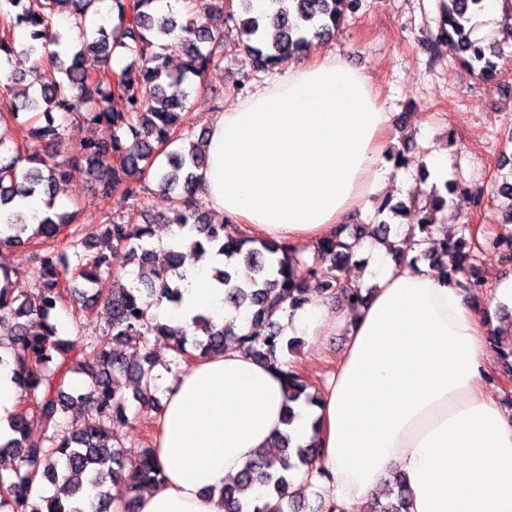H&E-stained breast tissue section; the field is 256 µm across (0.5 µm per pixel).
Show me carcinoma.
Returning a JSON list of instances; mask_svg holds the SVG:
<instances>
[{
  "label": "carcinoma",
  "mask_w": 512,
  "mask_h": 512,
  "mask_svg": "<svg viewBox=\"0 0 512 512\" xmlns=\"http://www.w3.org/2000/svg\"><path fill=\"white\" fill-rule=\"evenodd\" d=\"M98 0H0V55L7 62L17 53L34 57L26 72L12 70L1 90L12 93L11 117L23 110L41 121L37 127H17L16 135L0 136V247L27 244L38 277L24 272L3 273L0 281V365H13V379L20 389L18 405L9 419V434L0 437V453L19 460L11 475L0 473V512H112L121 502V512H137L141 488L160 482L162 471L146 445L138 459L126 462L111 425L127 419V398L121 378L134 380V398L142 399L159 376L157 365L170 372L192 356L222 351L228 344L261 361L275 358L296 339H286L271 319L273 311L288 300L293 308L307 302L317 291L338 298L352 308L367 300L363 288L346 283L345 269L351 259L345 238L368 235L386 238L391 224H341L336 236L317 247L318 261L310 263L293 253L285 242L269 241L246 233H224L228 222L214 220L201 210L190 188L206 156L196 135L187 126V102L191 81L224 61V24L234 23L242 45L256 69L305 55L312 42L329 38L355 13L360 0H269L265 10L253 13L252 0H239L243 15L224 9V0H185L186 13L173 11L159 17L155 0H113L115 26L85 29L86 14ZM74 15L80 33L78 43L67 45V36L56 23L59 5ZM484 9V0H442V17L435 42L446 44L470 70L485 80L499 74L498 43L491 51L472 38L473 19ZM29 30V40L16 50L14 31ZM172 46L182 50V70L168 72L159 50ZM125 49L130 61L117 75L106 62L116 49ZM95 124L106 130L102 138L81 136L83 127ZM36 139L55 151H30ZM75 170L89 176L101 198L133 199L147 205L151 178L159 191L175 202L177 225L195 237L194 249L210 247L228 259L245 254L252 270L247 284L233 280L224 268L213 278L224 285V303L250 314L251 331L239 336L232 325L216 328L210 319L198 317L196 329L203 335L187 348L186 332L151 323L144 306L150 299L181 298L171 279L179 275L188 255L152 246L151 223L122 224L110 218L61 242L62 229L75 223L74 212L55 210L56 197ZM444 189L433 187L425 204L388 201L378 206L389 217L405 218L422 234L421 240L442 249L452 259L447 275L465 287L483 292L474 248L477 237L464 224L460 236L439 242L432 238L438 213L448 207ZM46 198L47 214L32 228L20 212L5 206L28 197ZM121 267L137 266L132 285L119 283L112 274L114 261ZM81 278L92 297L106 304L110 320L104 338L84 348H75L59 336L55 312L70 297L78 301L87 291L71 288L68 275ZM40 320L42 330L33 333L25 319ZM163 337L171 345L172 359L159 363L151 352V337ZM82 372L92 386L90 395L67 391L69 375ZM287 381L285 424L294 419L291 404L313 396L301 375L284 372ZM278 451L257 458L235 481L224 485L225 512H242L238 494L251 485L263 487L274 503H264L255 512H337V506L321 502L312 506L304 491L293 489L292 476L316 454L313 445L291 447L288 433L279 436ZM86 475V481L65 479L68 504L59 497H44L45 507L30 505L34 486L46 480L59 484L60 471ZM394 497L374 498L364 512H409L411 491L401 477L394 480Z\"/></svg>",
  "instance_id": "cac0c4a2"
}]
</instances>
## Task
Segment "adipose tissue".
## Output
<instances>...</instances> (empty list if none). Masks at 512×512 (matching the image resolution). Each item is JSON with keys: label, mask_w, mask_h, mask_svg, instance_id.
<instances>
[{"label": "adipose tissue", "mask_w": 512, "mask_h": 512, "mask_svg": "<svg viewBox=\"0 0 512 512\" xmlns=\"http://www.w3.org/2000/svg\"><path fill=\"white\" fill-rule=\"evenodd\" d=\"M395 130L370 76L335 53L289 65L242 103L212 114L195 197L259 237L312 248L367 207L389 172ZM371 294L357 310L310 295L276 317L310 347L345 336L316 402L285 426V354L254 360L229 347L183 363L165 386L154 438L163 482L139 512H224L220 490L280 433L319 449L309 483L325 482L342 512H359L395 474L410 512H512V415L485 392L487 330L473 303L424 263H396L385 245L360 242ZM215 253L186 264L179 304L147 310L195 335L198 316L248 332L246 312L224 307L211 276Z\"/></svg>", "instance_id": "1"}]
</instances>
